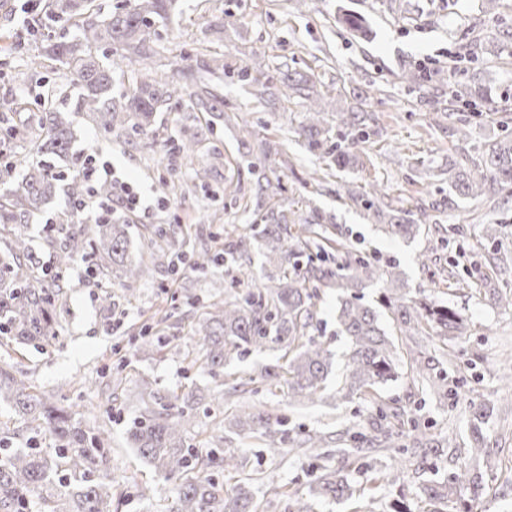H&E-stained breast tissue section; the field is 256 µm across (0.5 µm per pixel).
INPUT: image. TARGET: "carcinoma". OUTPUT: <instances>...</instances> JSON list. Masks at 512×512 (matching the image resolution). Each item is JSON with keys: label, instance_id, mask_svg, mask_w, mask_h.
I'll return each instance as SVG.
<instances>
[{"label": "carcinoma", "instance_id": "carcinoma-1", "mask_svg": "<svg viewBox=\"0 0 512 512\" xmlns=\"http://www.w3.org/2000/svg\"><path fill=\"white\" fill-rule=\"evenodd\" d=\"M94 2L48 0L46 17L38 18L31 28L32 35H37L48 19L78 31L72 41L44 47L43 57L65 70L53 97L73 99L74 111L86 113L100 133L129 138L156 134L158 113L183 104L192 112L223 111L224 102L200 82L192 68L177 64L171 75L157 77L154 63L160 45L152 39V28L158 20L172 19L176 0H127L106 17L98 14ZM118 60L135 68L132 83H122L116 91L114 64ZM238 74L248 82L253 98L272 110L283 101L302 103L305 111L297 133L306 140L309 151L324 150L332 127L310 76L287 69L272 72L258 55ZM479 98L486 101L488 95L479 97L469 88H459L448 98V106L475 109ZM31 120V124L16 122L0 114V145L28 144L22 161L0 163V243L5 247L0 258V347L32 343L43 350L60 341L63 274L73 261H107L115 278L127 283L144 278L147 271L129 260L127 225L116 220H86L80 214L59 246L55 269H39L29 243L15 234L11 225L39 209L63 181L43 157L70 156L73 130L68 115L52 97L39 101ZM339 121L353 140H366L372 132V117L366 112L342 110ZM168 143L171 150L191 160L198 151L199 134L172 137ZM19 164L24 174L15 184L13 173ZM250 173L256 176V196L268 198L254 237L261 242L265 263L276 273L267 276L268 283L262 287L239 292L237 288L250 278L235 257L245 250L244 242H227L222 256L208 251L188 255L190 268L198 273L207 272L224 257L237 265L238 271L224 299L210 303L206 316L192 327L199 349L190 366L197 365L217 378L234 359L279 348L288 354L286 365L267 367L258 377L231 385L227 394L257 381L264 388L287 390L288 399L296 406L306 405L326 387L332 370L334 354L315 332L320 289H336V323L348 342L341 389L346 396L376 407L378 422L373 433L315 429L292 436L280 416L249 407L228 420V428L237 436L256 438L264 448L286 446L290 453L319 459L324 449L336 447L341 466L321 468L307 492L293 493L292 512H314L317 499L364 493L352 478L357 469L369 475L372 483L401 481L403 469L394 468L383 479L369 464L370 454L381 448H399L401 454L417 459L420 468L428 458L441 455L444 446L434 435L398 400H383L379 390L405 374L439 401L457 395L448 384L444 362L456 353V339L464 335L466 320L453 307L422 291L410 292L396 262L375 263L353 253L335 239L327 224L292 222L288 208L275 201L283 190L281 182H272L255 167ZM448 181L459 194L487 202L495 201L508 188L512 190V136L493 143L480 163L448 157ZM342 189L373 210L377 220L385 221L381 228L389 236L409 240L420 233V224L410 214L385 212L367 195L354 194L349 185ZM66 193L74 202L90 194L109 201L112 185L90 187L76 173L66 182ZM313 249L317 254H311ZM329 249L336 251L331 266L326 264ZM378 281L386 284L378 305L362 303L361 290ZM384 316L414 345L398 352L382 324ZM417 336L441 343L440 353L415 341ZM142 391L147 400L132 421L127 442L155 473L177 481L167 512H258L249 479L235 478L243 469L238 456L225 451L220 440L201 449L193 443L191 429L202 405L194 389L162 395L151 381L144 380ZM0 401L11 404L15 412L12 424L0 423V512H118L120 499L110 472L112 436L106 426L85 425L56 394L35 392L23 378L1 366ZM489 414L485 404L473 408L472 459L486 455ZM402 438L410 442L396 444ZM482 482L481 471L466 461L447 478L426 480L419 486L422 509L414 511L397 501L387 512H445L443 505L456 502L457 487L468 484L478 490Z\"/></svg>", "mask_w": 512, "mask_h": 512}]
</instances>
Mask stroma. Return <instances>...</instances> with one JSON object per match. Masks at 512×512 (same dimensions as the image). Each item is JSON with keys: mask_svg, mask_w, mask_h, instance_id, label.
Here are the masks:
<instances>
[{"mask_svg": "<svg viewBox=\"0 0 512 512\" xmlns=\"http://www.w3.org/2000/svg\"><path fill=\"white\" fill-rule=\"evenodd\" d=\"M46 0H0V112L19 99H33L62 80L58 63L33 64L38 48L25 34L26 15L42 13ZM362 19L365 35L342 23L344 14ZM224 23L223 39H216L212 24ZM168 56L186 57L195 65L205 53H221L225 60L244 67L252 55L264 57L269 67L287 64L289 70L311 75L323 96L333 127L334 143L348 146L353 164L343 170L329 167L327 158L310 153L297 127L302 106L285 104L271 112L258 105L237 75L217 74L208 83L224 100L225 120L207 112L181 109L158 115L157 134L167 137L184 127L206 130L201 145L213 172L205 186L189 193L181 189L162 192L161 180L178 175L191 177L189 162L171 150L146 148L138 140H117L101 135L86 114L68 112L75 140L72 150L93 155L109 180L132 188L140 200L137 210L122 207L113 198L115 219L126 222L133 259L153 268L149 279L131 288L112 284L110 264L95 266L77 261L64 274L66 312L59 328L62 343L40 350L30 345H11L0 350L7 364L36 391L52 390L78 404L88 424L111 413V471L125 497L120 512H165L175 483L146 467L128 448L126 430L142 404V380L161 391L193 383L207 396H217L219 380L189 369L184 344L163 350L133 352L129 341L145 321L159 322L168 335H187L212 302L215 293L229 285L226 266L208 274L190 268L171 273L168 263L182 249H197L211 242L213 227L208 217L221 212L226 227L248 236L241 261L262 276L267 268L260 246L251 237L261 211L255 179L249 166L280 175L283 196L295 219L320 214L324 223L338 227V238L349 249L368 258L399 263L410 288L423 290L458 310L468 331L457 347L460 370L467 383L458 398L436 403L430 394L412 388L408 378L389 383L382 398L397 399L408 412L439 437L456 442L438 459L429 461L425 477L453 473L468 455L467 422L474 406L489 404L496 414L488 428L487 446L494 461L480 492L462 489L459 500L473 512H512V415L504 414L512 403V382L503 378L499 359L512 347V312L491 303L476 290L480 275H488L493 287L512 290V195H504L496 208L479 199H464L448 184L446 171L451 156L480 157L489 144L512 133V47L494 53L504 34L512 33V0H498L493 15L481 11V0H177L173 22L156 24ZM487 87L493 101L482 111H447L451 89ZM352 108L372 115L374 132L366 141L348 144L337 114ZM246 120L257 139L274 145L271 155L247 151L239 143L238 120ZM466 128L459 138L457 128ZM358 191L370 184L381 187L377 202L392 209L425 211L420 235L406 241L386 235L363 208L339 195L343 184ZM72 210L64 194H57L18 230L29 241L40 266L55 261L46 243L45 223L60 225ZM497 224L500 237L487 239L484 227ZM158 225L171 226L168 237L154 236ZM434 257L422 267L419 254ZM111 292V309H102L100 297ZM120 354H113V347ZM128 357L120 366V357ZM121 370L119 399L105 410L102 398L82 387V380L101 381L104 374ZM344 370L335 361L326 388L304 407L292 405L286 393H244L243 402L288 417L310 429L329 431L366 423L371 414L360 401L342 398L336 381ZM227 448L244 457L246 469L284 486V495L258 494L261 512H290L289 492L306 491L309 462L287 449H262L259 441L231 439ZM149 484L150 498H141L138 484ZM418 503L414 484L404 490L382 485L370 495L349 500L321 501L316 512H364L374 503L386 512L398 494Z\"/></svg>", "mask_w": 512, "mask_h": 512, "instance_id": "35a3bbf8", "label": "stroma"}]
</instances>
